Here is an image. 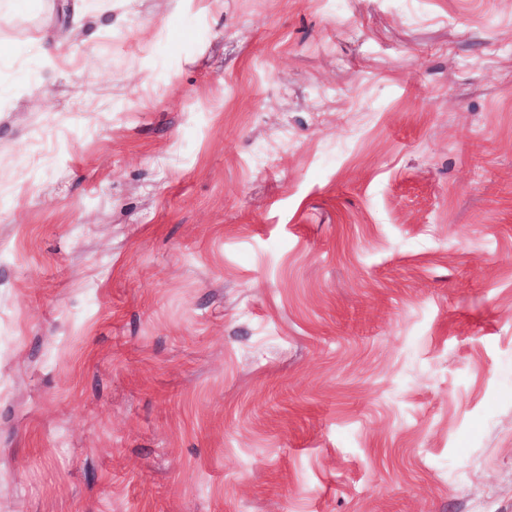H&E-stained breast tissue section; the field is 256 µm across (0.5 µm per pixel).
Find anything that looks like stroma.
Here are the masks:
<instances>
[{
    "mask_svg": "<svg viewBox=\"0 0 512 512\" xmlns=\"http://www.w3.org/2000/svg\"><path fill=\"white\" fill-rule=\"evenodd\" d=\"M0 10V512H512V0Z\"/></svg>",
    "mask_w": 512,
    "mask_h": 512,
    "instance_id": "1",
    "label": "stroma"
}]
</instances>
